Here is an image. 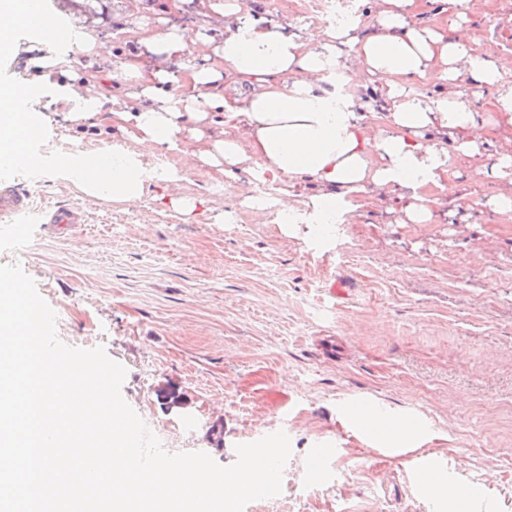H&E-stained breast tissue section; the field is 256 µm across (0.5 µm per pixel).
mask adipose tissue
<instances>
[{"instance_id":"1","label":"adipose tissue","mask_w":512,"mask_h":512,"mask_svg":"<svg viewBox=\"0 0 512 512\" xmlns=\"http://www.w3.org/2000/svg\"><path fill=\"white\" fill-rule=\"evenodd\" d=\"M414 0H379L371 34L362 24L320 29L308 40L270 30L264 19L243 14L238 0H201L202 16L223 15V40L203 28H164L146 21L136 48L121 64L126 99L84 96L63 84L56 103L73 124L95 126L110 119L123 134L109 147L108 165L97 155L75 152L62 161L74 187L92 198L124 204L143 199L151 184H178L183 175L160 168L157 156L187 155L226 180L248 171L282 182L275 200L247 199L257 211L275 210L289 223L329 224L330 205L365 194H398L406 224L433 223L442 201L456 197L448 170L467 160L477 175L493 179L497 192L477 201L474 210L512 217V150L491 144L488 124L512 130V79L506 62L479 52L470 37H447L437 29L411 24ZM204 43L215 64L188 76L166 63ZM351 47L368 83L384 89L390 107L382 124L363 125L356 101L327 93L315 77L335 45ZM248 84L225 100V70ZM493 90V113L476 110L460 75ZM415 82L439 85L438 98L410 96ZM314 183L304 198L297 186Z\"/></svg>"}]
</instances>
